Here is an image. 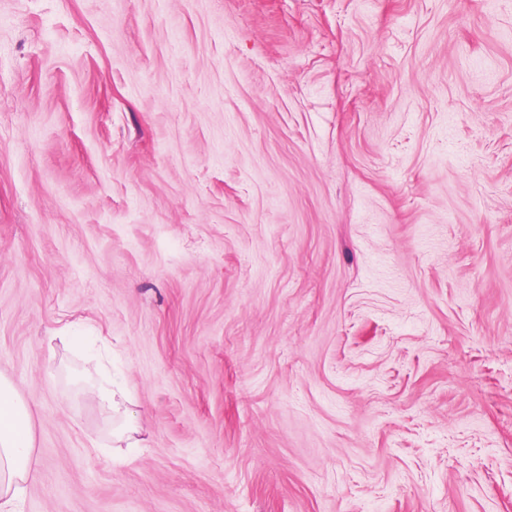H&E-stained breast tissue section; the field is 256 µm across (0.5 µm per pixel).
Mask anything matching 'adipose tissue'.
<instances>
[{"label":"adipose tissue","mask_w":512,"mask_h":512,"mask_svg":"<svg viewBox=\"0 0 512 512\" xmlns=\"http://www.w3.org/2000/svg\"><path fill=\"white\" fill-rule=\"evenodd\" d=\"M85 397L111 410L114 447H141L140 429L125 403L121 380L103 377L86 389ZM31 459L30 402L9 376L0 373V512H16L26 493Z\"/></svg>","instance_id":"ef3b65f1"}]
</instances>
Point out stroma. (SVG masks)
<instances>
[{
	"label": "stroma",
	"mask_w": 512,
	"mask_h": 512,
	"mask_svg": "<svg viewBox=\"0 0 512 512\" xmlns=\"http://www.w3.org/2000/svg\"><path fill=\"white\" fill-rule=\"evenodd\" d=\"M0 372L21 512H512V0H0ZM30 402L0 373V510L16 512L24 499L32 459ZM85 397L92 403L111 410V437L114 448H142V439L138 437L140 429L134 413L125 403L124 383L112 375L101 377L100 383L91 384L85 391Z\"/></svg>",
	"instance_id": "obj_1"
}]
</instances>
